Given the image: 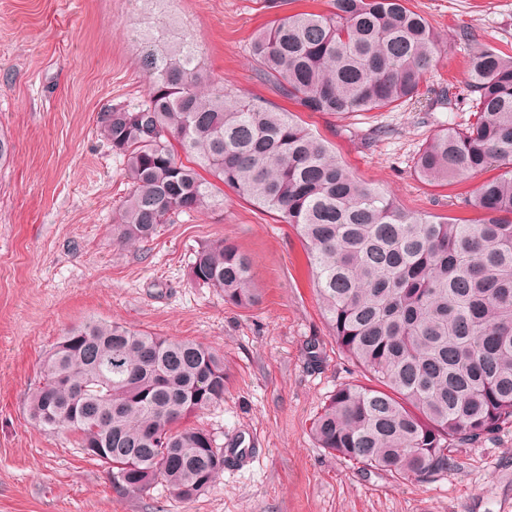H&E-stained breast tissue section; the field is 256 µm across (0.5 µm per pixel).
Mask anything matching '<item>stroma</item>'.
<instances>
[{
	"label": "stroma",
	"mask_w": 512,
	"mask_h": 512,
	"mask_svg": "<svg viewBox=\"0 0 512 512\" xmlns=\"http://www.w3.org/2000/svg\"><path fill=\"white\" fill-rule=\"evenodd\" d=\"M444 50L421 103L396 110L299 112L361 181L409 212L474 218L455 206L479 177L433 186L414 158L433 134L473 118L469 54L512 53V0H409ZM326 0H0V133L14 149L0 165V512H512V425L452 447L447 471L419 483L363 468L319 448L310 428L329 395L361 382L324 319L295 230L231 189L210 206L160 225L132 247L113 238L129 193L121 157L97 118L144 100L136 29L165 16L190 32L214 81L291 109L253 71L250 43L271 20L322 11ZM228 238L252 260L260 304L239 309L190 275L194 251ZM112 321L192 339L224 357V401L191 424L218 446L250 448L186 502L156 486L119 496L76 436L35 425L29 398L42 361L68 328Z\"/></svg>",
	"instance_id": "1"
}]
</instances>
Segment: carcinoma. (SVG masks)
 Segmentation results:
<instances>
[{
    "mask_svg": "<svg viewBox=\"0 0 512 512\" xmlns=\"http://www.w3.org/2000/svg\"><path fill=\"white\" fill-rule=\"evenodd\" d=\"M441 48L407 0H331L326 13L271 21L251 46L260 78L330 114L419 101ZM139 52L145 99L98 121L131 185L117 242L202 211L220 184L296 230L336 343L372 381L330 395L311 427L318 446L424 482L448 469L450 445L512 425V54L470 57L475 120L439 130L415 159L429 184L501 170L462 200L478 213L468 223L401 209L293 113L211 81L189 32L159 22ZM190 272L227 304L259 303L249 256L224 238L195 250ZM226 383L210 346L88 320L46 355L29 414L86 452L104 449L92 458L117 494L162 484L193 500L224 471V449L188 419L223 402Z\"/></svg>",
    "mask_w": 512,
    "mask_h": 512,
    "instance_id": "1",
    "label": "carcinoma"
}]
</instances>
